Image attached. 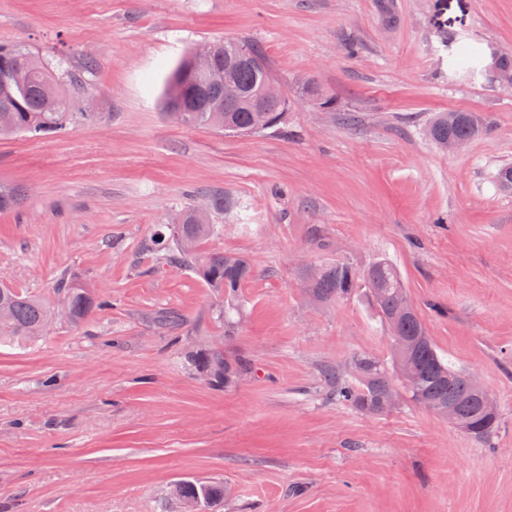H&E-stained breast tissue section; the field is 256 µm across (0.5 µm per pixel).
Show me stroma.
I'll return each mask as SVG.
<instances>
[{
    "label": "stroma",
    "instance_id": "1",
    "mask_svg": "<svg viewBox=\"0 0 512 512\" xmlns=\"http://www.w3.org/2000/svg\"><path fill=\"white\" fill-rule=\"evenodd\" d=\"M390 2L0 0V45L64 61L77 111L95 115L0 138V184L26 197L0 212V283L52 301L72 274L106 302L0 344V512H183L182 480L225 486L214 512H512V193L496 181L512 90L454 65L463 42L512 54V0ZM227 38L264 50L284 129L164 115L179 59ZM306 79L334 109L300 98ZM448 110L493 130L447 152L425 128ZM216 194L224 230L202 251L254 269L227 322L223 293L146 246ZM379 257L438 353L495 396L487 440L408 400L374 415L337 400L356 356L389 363L390 335L366 289L321 303L298 269ZM191 346L243 369L213 386Z\"/></svg>",
    "mask_w": 512,
    "mask_h": 512
}]
</instances>
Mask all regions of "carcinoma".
<instances>
[{
    "instance_id": "cac0c4a2",
    "label": "carcinoma",
    "mask_w": 512,
    "mask_h": 512,
    "mask_svg": "<svg viewBox=\"0 0 512 512\" xmlns=\"http://www.w3.org/2000/svg\"><path fill=\"white\" fill-rule=\"evenodd\" d=\"M215 62L230 67L244 99L234 112H222L224 87L210 86L192 68L185 56L167 78L164 112H178L177 120L186 125L211 126L232 133H257L274 129L285 121L288 99L283 97L266 106L263 112L251 108L250 93L272 72L269 59L256 45L242 40L214 42ZM458 66L469 74L479 70L475 48L465 46ZM62 63L51 68L22 46H0V110L6 109L8 123L0 122V137L20 133L52 134L65 129L77 119L69 111V93L56 79ZM301 93L323 108L333 107L315 82L307 80ZM492 131L488 118L477 112H440L427 125V135L442 146L448 138L474 141ZM24 198L17 187L0 185V212L20 206ZM221 225L210 223V214L194 207L181 209L171 225V242L177 258L210 288L224 289L233 300L241 284L253 276V268L242 256L222 252H202L199 246L219 234ZM309 293L318 301L344 298L364 286L368 288L378 318L387 326L392 338L391 366L361 355L353 360L358 375L352 386L336 382V398L360 409L371 406L378 413L390 410V395L396 388L393 377H401L400 369L412 376V386H401L410 400L426 399L446 408L462 409L461 421L453 423L477 439L490 436L497 427L498 414L476 413L470 405L471 391L466 374L441 357L430 341L425 326L410 302L402 279L386 258L375 259L359 272L348 262L320 265L299 272ZM59 301L69 309L70 324L77 326L104 306L90 287L75 278L60 282ZM54 303L30 295L7 284H0V341L26 343L44 336V326L55 313ZM194 361L213 382H230L242 370L239 363L224 359L219 350H202ZM226 490L208 482L182 483L179 500L199 499L211 507L224 499Z\"/></svg>"
}]
</instances>
